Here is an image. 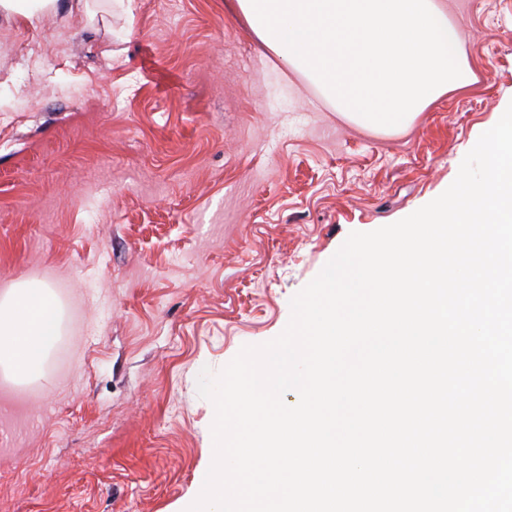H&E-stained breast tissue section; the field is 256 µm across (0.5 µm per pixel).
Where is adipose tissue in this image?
<instances>
[{
    "instance_id": "adipose-tissue-1",
    "label": "adipose tissue",
    "mask_w": 512,
    "mask_h": 512,
    "mask_svg": "<svg viewBox=\"0 0 512 512\" xmlns=\"http://www.w3.org/2000/svg\"><path fill=\"white\" fill-rule=\"evenodd\" d=\"M260 44L309 77L344 118L374 132L406 128L474 77L443 0H228ZM63 310L42 281L0 293V375L48 382Z\"/></svg>"
}]
</instances>
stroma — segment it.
<instances>
[{
  "label": "stroma",
  "instance_id": "1",
  "mask_svg": "<svg viewBox=\"0 0 512 512\" xmlns=\"http://www.w3.org/2000/svg\"><path fill=\"white\" fill-rule=\"evenodd\" d=\"M224 2L0 13V290L37 279L64 308L51 384L0 395L16 512H185L213 448L201 371L276 338L351 232L442 194L512 104V0H448L475 79L393 133Z\"/></svg>",
  "mask_w": 512,
  "mask_h": 512
}]
</instances>
